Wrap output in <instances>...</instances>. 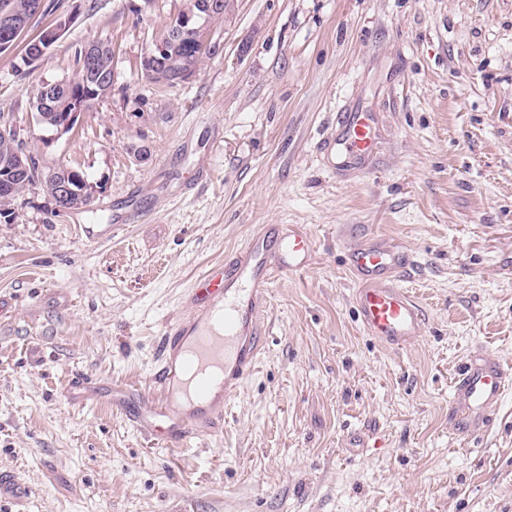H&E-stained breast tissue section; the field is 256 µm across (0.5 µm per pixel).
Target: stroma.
Returning a JSON list of instances; mask_svg holds the SVG:
<instances>
[{"label": "stroma", "mask_w": 512, "mask_h": 512, "mask_svg": "<svg viewBox=\"0 0 512 512\" xmlns=\"http://www.w3.org/2000/svg\"><path fill=\"white\" fill-rule=\"evenodd\" d=\"M73 23L41 60L0 53V117L48 172L86 173L90 209L36 179L0 223V512H512V390L482 434L449 414L456 371L512 368V0H237L224 46L172 85L141 60L185 0H46ZM112 42L111 91L59 135L28 122L76 51ZM340 112H373L365 165L325 164ZM147 150L136 159L135 150ZM122 225L109 237L110 225ZM262 224L314 253L269 284L267 343L222 436L162 452L70 378L145 385L194 278ZM407 251L415 345L367 336L346 250ZM30 487L14 473L0 472V500H10L22 504L30 495Z\"/></svg>", "instance_id": "stroma-1"}]
</instances>
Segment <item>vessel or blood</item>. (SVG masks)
I'll return each instance as SVG.
<instances>
[{
  "label": "vessel or blood",
  "instance_id": "obj_1",
  "mask_svg": "<svg viewBox=\"0 0 512 512\" xmlns=\"http://www.w3.org/2000/svg\"><path fill=\"white\" fill-rule=\"evenodd\" d=\"M376 144L375 115L344 112L336 138L324 142L322 152L342 164H360ZM312 251L297 226L265 225L230 260L196 278L182 317L163 338L153 388L141 393L79 375L68 384L71 398L112 407L168 451L186 450L218 435L225 407L253 374L265 347L260 315L271 279L304 269ZM409 264L404 251L378 241L348 254L357 319L367 335L394 350L414 345L423 330L421 307L401 285ZM511 384L512 371L492 358L481 356L464 365L454 394L458 430L475 434L486 427ZM30 493L14 473L0 472V500L20 504Z\"/></svg>",
  "mask_w": 512,
  "mask_h": 512
}]
</instances>
